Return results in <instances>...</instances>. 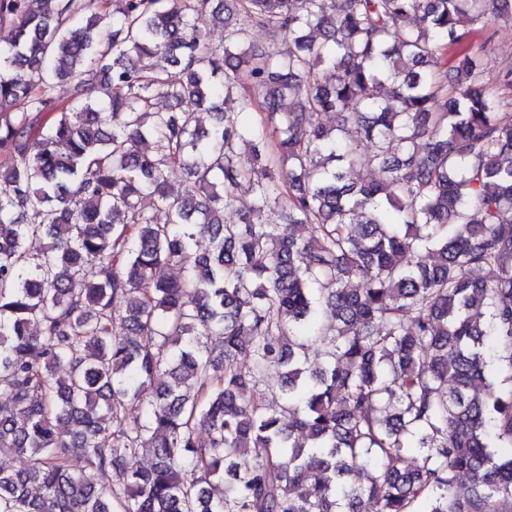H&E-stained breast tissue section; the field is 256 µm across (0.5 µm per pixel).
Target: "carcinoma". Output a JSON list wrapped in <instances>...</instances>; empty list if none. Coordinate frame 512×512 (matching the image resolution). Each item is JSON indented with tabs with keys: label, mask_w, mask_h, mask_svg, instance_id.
<instances>
[{
	"label": "carcinoma",
	"mask_w": 512,
	"mask_h": 512,
	"mask_svg": "<svg viewBox=\"0 0 512 512\" xmlns=\"http://www.w3.org/2000/svg\"><path fill=\"white\" fill-rule=\"evenodd\" d=\"M505 18L0 0V456L24 458L0 512H512L491 446L512 449V69L486 79Z\"/></svg>",
	"instance_id": "1"
}]
</instances>
